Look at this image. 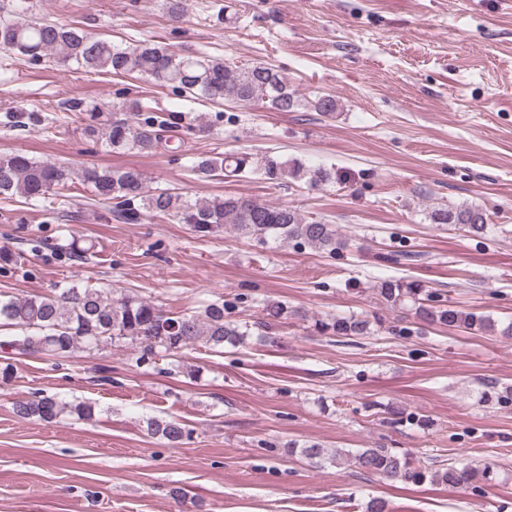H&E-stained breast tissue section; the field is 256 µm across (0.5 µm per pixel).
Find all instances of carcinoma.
Returning a JSON list of instances; mask_svg holds the SVG:
<instances>
[{
  "label": "carcinoma",
  "mask_w": 512,
  "mask_h": 512,
  "mask_svg": "<svg viewBox=\"0 0 512 512\" xmlns=\"http://www.w3.org/2000/svg\"><path fill=\"white\" fill-rule=\"evenodd\" d=\"M0 48L31 59L50 55L85 73L139 75L159 87L171 86L218 105H259L269 112L311 109L324 115L338 109L332 94L317 93L309 98L298 95L288 80L266 63L238 65L220 58L180 56L150 40L117 46L79 28L28 20L21 13L0 18ZM118 111L129 116L111 117L99 103L92 101L79 105L77 115L83 134L95 142H103L115 153L155 151L165 141L164 132L173 130L182 121L176 112L158 116L151 106L138 100L119 107ZM197 168L226 178L261 170L270 180L290 177L317 184L332 179L331 170L325 167L310 168L296 160L281 162L271 156L259 158L244 152L203 158ZM76 180L89 190L94 201L113 204V216L126 223L137 224L144 216L175 220L188 225L198 238L211 237L229 226L261 248L271 243H291L330 255L349 243L337 225L306 217L287 204L259 202L242 196L191 201L169 188H148L142 174L134 168L75 169L37 161L22 151L0 153L1 200L42 201L49 195L59 196L62 191L72 189ZM488 220L482 206L473 203L440 207L431 213L433 223L447 224L481 239L490 230ZM377 290L381 303L392 310H408L421 326L496 331L507 339L512 338V321L498 328L488 315L439 303L416 281L386 278L379 282ZM224 310V303L216 301L195 315H172L149 298L130 294L115 297L107 288L70 283L47 294L0 297V327L8 332L0 340V347L10 348L13 355L65 360L79 353L91 355L102 343L124 342L134 346L138 362L156 354L174 360L196 344L218 353L226 343L243 344L254 329L259 338L268 340L273 323H285L296 314L285 304L268 302L264 305L265 319L250 328L228 319ZM315 330L337 337L366 336L370 334L371 321L355 315H336L316 321ZM13 410L19 418L52 423L63 416L91 420L96 407L87 401L66 403L34 393L16 401ZM147 431L162 436L174 448L191 435L178 421L155 418L147 421ZM301 454L316 468L327 464L339 466L342 461L351 460L364 473L412 484L428 479L474 490L478 484L492 481L494 476V468L489 464L478 468L462 463L433 470L418 464L407 453L381 446L354 452L342 448L326 452L313 444L302 449Z\"/></svg>",
  "instance_id": "carcinoma-1"
}]
</instances>
